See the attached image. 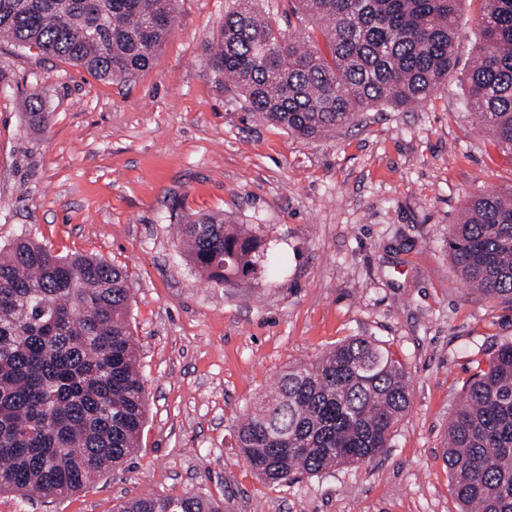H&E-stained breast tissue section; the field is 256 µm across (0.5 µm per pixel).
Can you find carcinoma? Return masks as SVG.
I'll list each match as a JSON object with an SVG mask.
<instances>
[{"instance_id": "cac0c4a2", "label": "carcinoma", "mask_w": 512, "mask_h": 512, "mask_svg": "<svg viewBox=\"0 0 512 512\" xmlns=\"http://www.w3.org/2000/svg\"><path fill=\"white\" fill-rule=\"evenodd\" d=\"M326 40L304 50L231 0L210 66L254 112L301 137L404 108L456 65L464 0H297ZM466 105L512 155V0H483ZM176 0H0V37L121 82L152 67ZM185 256L222 285L260 278L265 234L214 214L183 216ZM471 290L512 306V190L473 196L448 228ZM125 269L56 255L20 237L0 249V495L74 494L139 448L148 396L136 369ZM410 406L409 377L375 339L352 338L290 366L243 414L236 441L262 478L291 483L368 462ZM445 461L461 512H512V341L463 390ZM118 512H221L197 492L125 502Z\"/></svg>"}]
</instances>
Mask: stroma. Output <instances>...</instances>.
I'll list each match as a JSON object with an SVG mask.
<instances>
[{"label": "stroma", "mask_w": 512, "mask_h": 512, "mask_svg": "<svg viewBox=\"0 0 512 512\" xmlns=\"http://www.w3.org/2000/svg\"><path fill=\"white\" fill-rule=\"evenodd\" d=\"M296 6L259 9L284 35L324 46ZM227 7L178 0L153 66L125 83L0 41V247L25 235L126 269L148 395L140 446L121 468L71 496L2 495L0 512H114L198 491L224 512H459L448 423L512 340V306L472 297L448 255L466 202L512 189V157L466 106L483 0H464L444 89L314 139L218 84L209 59ZM33 97L48 114L41 130L27 122ZM185 211L261 225V279L206 281L178 248ZM352 337L385 344L410 377V408L384 453L264 481L236 444L237 420L288 366Z\"/></svg>", "instance_id": "1"}]
</instances>
